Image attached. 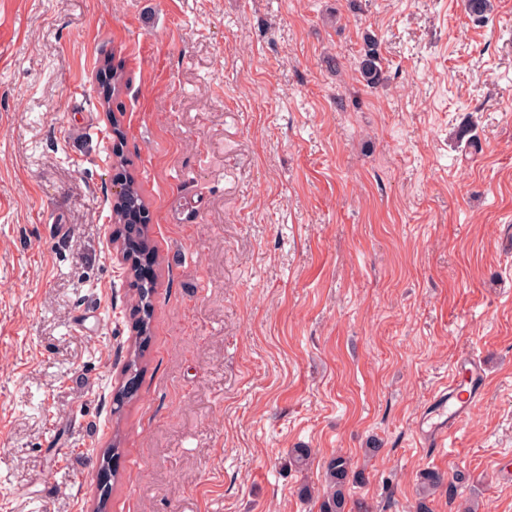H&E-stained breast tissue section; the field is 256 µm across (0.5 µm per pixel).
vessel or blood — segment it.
I'll return each instance as SVG.
<instances>
[{
  "label": "vessel or blood",
  "instance_id": "obj_1",
  "mask_svg": "<svg viewBox=\"0 0 512 512\" xmlns=\"http://www.w3.org/2000/svg\"><path fill=\"white\" fill-rule=\"evenodd\" d=\"M483 367L474 357L462 358L448 379V407L443 420L431 426L424 442L444 446L448 437L480 402L485 386Z\"/></svg>",
  "mask_w": 512,
  "mask_h": 512
}]
</instances>
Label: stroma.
I'll use <instances>...</instances> for the list:
<instances>
[{
	"label": "stroma",
	"mask_w": 512,
	"mask_h": 512,
	"mask_svg": "<svg viewBox=\"0 0 512 512\" xmlns=\"http://www.w3.org/2000/svg\"><path fill=\"white\" fill-rule=\"evenodd\" d=\"M494 5L477 24L463 0H0V512H90L114 444L109 512H318L298 489L339 451L370 512H416L426 468L429 512H512V0ZM121 171L155 281L116 415L138 300L110 238ZM466 355L482 401L426 446ZM358 70L367 87H375L383 81L384 71L378 52V43L371 35H366L364 38L363 53L358 61Z\"/></svg>",
	"instance_id": "stroma-1"
}]
</instances>
